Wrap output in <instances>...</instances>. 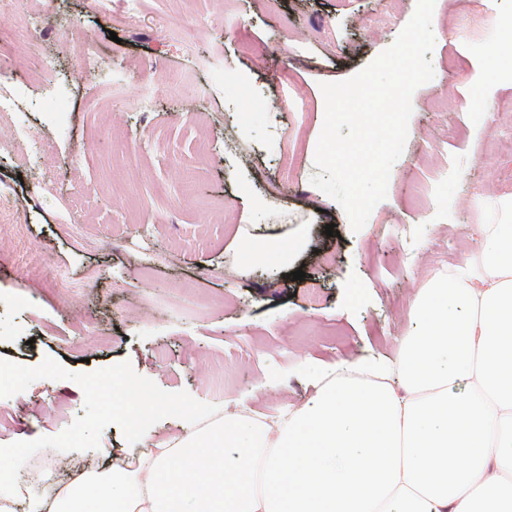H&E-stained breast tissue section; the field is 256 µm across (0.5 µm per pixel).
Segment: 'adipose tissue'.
<instances>
[{
    "mask_svg": "<svg viewBox=\"0 0 512 512\" xmlns=\"http://www.w3.org/2000/svg\"><path fill=\"white\" fill-rule=\"evenodd\" d=\"M478 277L442 279L414 306L397 369L326 374L290 417L225 419L155 446L78 496L0 512H463L512 503V224H486ZM238 457L226 467L224 450Z\"/></svg>",
    "mask_w": 512,
    "mask_h": 512,
    "instance_id": "1",
    "label": "adipose tissue"
}]
</instances>
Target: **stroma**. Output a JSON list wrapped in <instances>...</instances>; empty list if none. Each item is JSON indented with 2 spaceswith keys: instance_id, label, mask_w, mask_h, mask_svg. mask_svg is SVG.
Instances as JSON below:
<instances>
[{
  "instance_id": "obj_1",
  "label": "stroma",
  "mask_w": 512,
  "mask_h": 512,
  "mask_svg": "<svg viewBox=\"0 0 512 512\" xmlns=\"http://www.w3.org/2000/svg\"><path fill=\"white\" fill-rule=\"evenodd\" d=\"M415 7L137 0L119 24L121 0L108 13L100 0L0 13L13 60L0 85L26 101L0 114V180L18 194L0 197V358L77 373L127 360L165 391L259 420L309 403L336 364L394 363L419 328L418 291L474 256L480 225L512 224L492 206L512 197V0H435L434 77L412 96L387 196L360 231L311 182L321 83L370 64ZM250 227L299 237L288 271L305 280L241 268ZM84 414L75 382L36 380L0 398V446ZM185 426L161 420L134 444L107 426L98 449L51 451L55 466L22 497L63 489L79 469L136 468L150 440Z\"/></svg>"
}]
</instances>
